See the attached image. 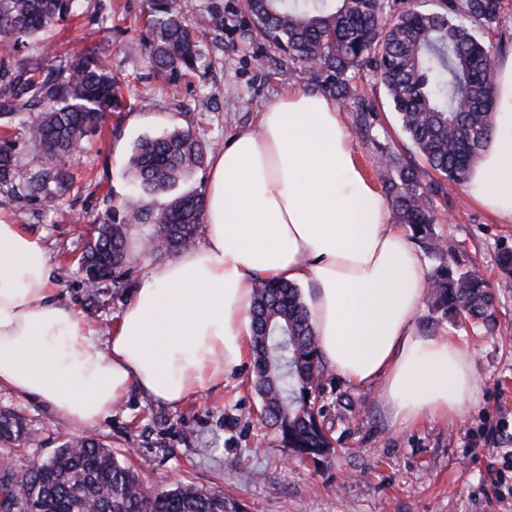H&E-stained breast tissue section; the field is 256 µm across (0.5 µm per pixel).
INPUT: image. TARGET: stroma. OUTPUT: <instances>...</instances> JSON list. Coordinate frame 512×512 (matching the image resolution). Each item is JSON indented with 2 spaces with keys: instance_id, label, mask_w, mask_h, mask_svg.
<instances>
[{
  "instance_id": "35a3bbf8",
  "label": "stroma",
  "mask_w": 512,
  "mask_h": 512,
  "mask_svg": "<svg viewBox=\"0 0 512 512\" xmlns=\"http://www.w3.org/2000/svg\"><path fill=\"white\" fill-rule=\"evenodd\" d=\"M244 0H178L187 20L212 6L224 12L223 30L204 40L209 68L171 89L147 57L126 49L137 38L151 0H81L75 16L44 31L7 56L11 71L51 66L88 49L98 51L113 75L133 93L118 116L117 130L90 134L81 151L67 159L77 183L59 209L42 210L32 199L0 192V218L24 225L39 237L55 266L54 294L78 311L84 323L107 342L131 288L159 264L156 256L128 265L125 288L92 293L77 259L92 224L121 209L133 185L128 159L138 139L175 129L200 132L209 152L222 150L244 130L255 129L259 112L286 90L316 91L310 71L281 68V55L255 39ZM354 83L375 105V138L401 153L415 148L403 134L383 88L371 70ZM424 184H440L433 197L436 230L449 253L458 255L497 283L500 332L482 336L442 319L421 304L414 321L423 336H453L473 355L478 385L461 417L448 421L426 415L413 424L395 421L380 397L379 384L354 385L329 374L324 399L344 393L353 404L335 433L337 453L321 464L295 458L259 421L260 406L250 385L252 364L207 387L178 406L153 402L130 389L94 431L118 459L141 465L145 485L162 489L175 482L223 490L244 512H512V284L499 285L496 255L512 249V220L495 218L470 197L467 185L440 180L420 164ZM98 304H91V296ZM20 411L41 443L9 452L20 472L57 451L71 425L42 401L0 389V409Z\"/></svg>"
}]
</instances>
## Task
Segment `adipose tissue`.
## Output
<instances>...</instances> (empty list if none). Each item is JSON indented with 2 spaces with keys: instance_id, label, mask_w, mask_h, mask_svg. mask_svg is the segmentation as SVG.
<instances>
[{
  "instance_id": "1",
  "label": "adipose tissue",
  "mask_w": 512,
  "mask_h": 512,
  "mask_svg": "<svg viewBox=\"0 0 512 512\" xmlns=\"http://www.w3.org/2000/svg\"><path fill=\"white\" fill-rule=\"evenodd\" d=\"M495 130L468 183L512 219V55L495 67ZM204 240L149 269L107 344L52 295L43 242L0 221V388L44 402L76 428L108 416L130 388L176 406L242 363L259 281L306 285L327 367L381 383L402 424L459 419L477 393L473 356L414 321L429 288L420 251L391 224L357 162L335 100L300 88L260 112L209 162Z\"/></svg>"
}]
</instances>
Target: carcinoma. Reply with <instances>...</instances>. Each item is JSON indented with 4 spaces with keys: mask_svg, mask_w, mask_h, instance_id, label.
<instances>
[{
    "mask_svg": "<svg viewBox=\"0 0 512 512\" xmlns=\"http://www.w3.org/2000/svg\"><path fill=\"white\" fill-rule=\"evenodd\" d=\"M244 7L255 36L279 49L288 66L317 62L312 71L323 76L321 86L352 105L354 129L372 139L396 220L424 254L438 261L427 294L431 309L453 323L464 321L493 333V285L473 267L450 264L436 231L431 201L439 185L423 184L413 163L371 138L378 113L357 94L352 79L356 71L370 68L423 160L446 179L465 182L496 120L490 51L472 25L492 29L505 8L503 0H443L438 12L409 9L394 18L389 0H322L312 9L288 0H244ZM76 8L77 0H0V46L15 52L48 25L73 16ZM222 27L224 17L217 10L189 23L176 0H153L135 46L148 50L156 73L176 86L208 67L204 34ZM121 96L110 65L93 50L43 78L28 70L16 72L0 93V116L27 115L28 135L45 153L46 166L34 172L21 168L11 138L0 137V190L58 208L74 183L61 159L110 124ZM205 163L203 138L192 129L140 139L129 163L135 193L122 213L109 212L94 226L79 259L85 283L125 287L126 232L134 224L153 225L158 254L194 246L204 198L180 187ZM251 352L265 424L300 458L315 464L327 459L337 439L333 422L316 400L328 368L296 285L258 283ZM36 442L37 434L20 415L0 412V445ZM1 500L9 501L13 512H241L222 490L187 484L144 488L137 473L92 434L63 441L52 457L20 474H1Z\"/></svg>",
    "mask_w": 512,
    "mask_h": 512,
    "instance_id": "carcinoma-1",
    "label": "carcinoma"
}]
</instances>
